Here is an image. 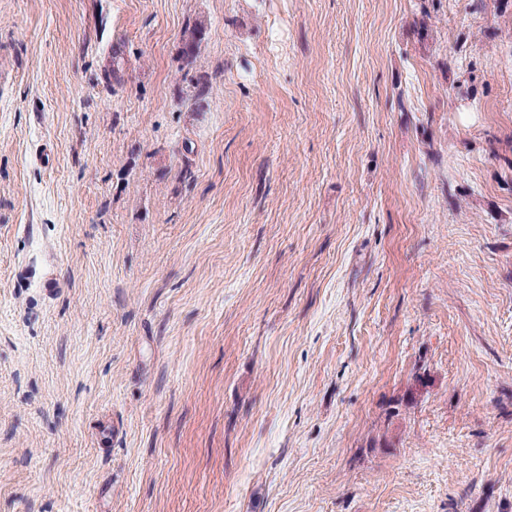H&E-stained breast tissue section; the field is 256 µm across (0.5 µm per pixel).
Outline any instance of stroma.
<instances>
[{"mask_svg": "<svg viewBox=\"0 0 512 512\" xmlns=\"http://www.w3.org/2000/svg\"><path fill=\"white\" fill-rule=\"evenodd\" d=\"M484 4L0 0V512H512ZM204 29V25L200 22L183 35V55L185 66L188 68V71L184 74V78L187 77L189 69H192L196 62L197 49L203 39Z\"/></svg>", "mask_w": 512, "mask_h": 512, "instance_id": "35a3bbf8", "label": "stroma"}]
</instances>
